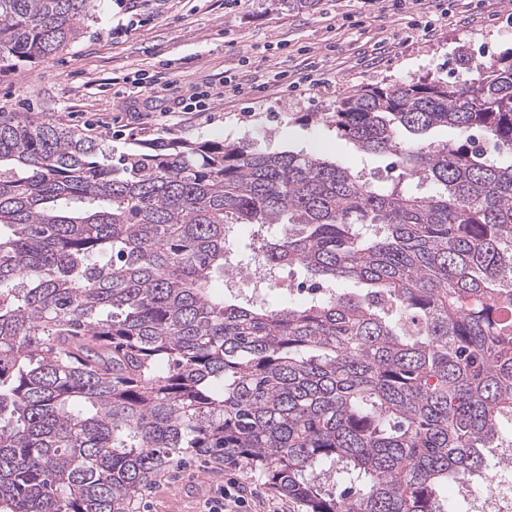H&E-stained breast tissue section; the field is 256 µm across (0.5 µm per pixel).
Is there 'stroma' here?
<instances>
[{"mask_svg": "<svg viewBox=\"0 0 512 512\" xmlns=\"http://www.w3.org/2000/svg\"><path fill=\"white\" fill-rule=\"evenodd\" d=\"M135 15L112 31L114 0H98L84 34L36 63L0 62V112L50 120L106 140L119 154L159 138L199 142L246 139L261 151L304 150L397 182L388 156L363 154L323 115L353 90L373 84L464 79L460 55L487 62L512 48V0H436L399 12L387 0H126ZM315 65L325 82L288 94L276 86L223 94L224 72L240 75ZM218 91L205 118L185 119L176 104L196 86ZM246 485L263 512L287 498L258 475L231 464H171L139 495L135 512H199L225 481Z\"/></svg>", "mask_w": 512, "mask_h": 512, "instance_id": "1", "label": "stroma"}]
</instances>
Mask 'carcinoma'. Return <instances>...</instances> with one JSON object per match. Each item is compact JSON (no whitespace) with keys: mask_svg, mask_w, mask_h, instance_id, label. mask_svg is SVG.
Instances as JSON below:
<instances>
[{"mask_svg":"<svg viewBox=\"0 0 512 512\" xmlns=\"http://www.w3.org/2000/svg\"><path fill=\"white\" fill-rule=\"evenodd\" d=\"M94 7L0 0V61L56 54ZM467 69L326 114L402 186L245 140L114 157L1 112L0 512H133L182 457L300 512H451L512 425V50ZM231 254L326 292L228 297Z\"/></svg>","mask_w":512,"mask_h":512,"instance_id":"cac0c4a2","label":"carcinoma"}]
</instances>
